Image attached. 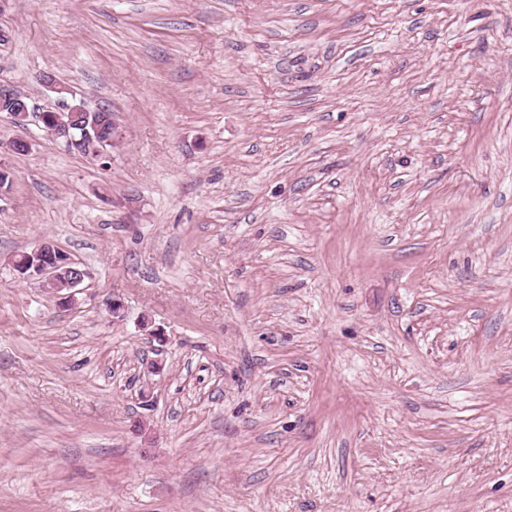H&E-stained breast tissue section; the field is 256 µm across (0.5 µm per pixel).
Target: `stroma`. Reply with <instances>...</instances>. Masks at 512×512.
Instances as JSON below:
<instances>
[{
  "mask_svg": "<svg viewBox=\"0 0 512 512\" xmlns=\"http://www.w3.org/2000/svg\"><path fill=\"white\" fill-rule=\"evenodd\" d=\"M0 32L35 112H0V512H512V0H0ZM45 73L112 112L105 159L43 131ZM45 239L72 306L7 268ZM76 266L84 269L80 270L74 267V263L69 257L62 253H57L54 263L46 264L43 262L35 263L30 273L27 275L19 274L23 280H35L41 283L43 288H49L53 292L66 289L69 291L63 299L69 302L73 299L77 288L81 286L89 277V272L79 263Z\"/></svg>",
  "mask_w": 512,
  "mask_h": 512,
  "instance_id": "35a3bbf8",
  "label": "stroma"
}]
</instances>
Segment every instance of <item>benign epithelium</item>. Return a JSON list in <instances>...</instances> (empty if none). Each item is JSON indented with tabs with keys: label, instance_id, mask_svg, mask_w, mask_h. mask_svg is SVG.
<instances>
[{
	"label": "benign epithelium",
	"instance_id": "benign-epithelium-1",
	"mask_svg": "<svg viewBox=\"0 0 512 512\" xmlns=\"http://www.w3.org/2000/svg\"><path fill=\"white\" fill-rule=\"evenodd\" d=\"M40 81L56 95L58 101V110L53 114L52 121L44 126L48 136L63 142L67 147L77 141L82 142L85 146V158L90 161L104 158L106 147L117 146V129H112V135H106V120L99 111L88 110L82 104L68 103L66 95L70 93V89L59 83L52 75L44 74ZM0 111L11 113L14 122L24 124L31 114V106L24 93L6 87L0 90ZM88 277L87 270L74 267L71 259L60 252L57 253L54 263L38 262L30 273L20 275V278L35 280L41 283L42 287L54 292L68 290L67 296L64 297L67 302L73 299L77 288Z\"/></svg>",
	"mask_w": 512,
	"mask_h": 512
}]
</instances>
